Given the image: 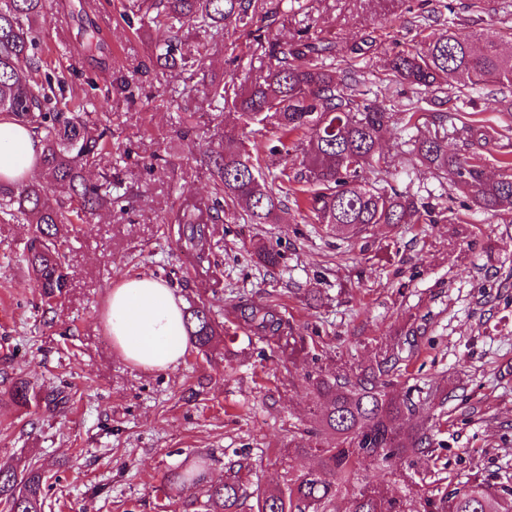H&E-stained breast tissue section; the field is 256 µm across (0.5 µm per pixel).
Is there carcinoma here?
Here are the masks:
<instances>
[{
  "label": "carcinoma",
  "mask_w": 512,
  "mask_h": 512,
  "mask_svg": "<svg viewBox=\"0 0 512 512\" xmlns=\"http://www.w3.org/2000/svg\"><path fill=\"white\" fill-rule=\"evenodd\" d=\"M265 0H129L126 10L148 19L156 32L154 65L193 72L210 51L212 38L233 32L261 40L257 27L262 12H271ZM53 10V0H0V116L29 128L41 141L43 182L0 181V217L31 226L32 238L24 260L41 288L45 302L62 295L70 285L67 256L61 248L63 227L121 197L112 195V173L104 170L95 182L84 170L101 162L112 131L107 112H73L59 107L45 85L34 79L44 68L39 30ZM86 36L85 50L98 69L109 66V54L100 30L90 17L78 18ZM194 26L209 34L205 43H191L184 28ZM331 42L300 38L273 49L274 63L247 89L228 94L222 84L212 85L208 105L224 111L231 103L245 127L259 133L269 125L282 132L265 150H251L227 139L200 156L211 172L214 197L208 218L184 212L177 222L178 239L195 252L207 238L208 223L230 215L235 203L246 206L247 224H270L288 202V184L299 183L308 195L314 221L328 231L359 236L375 224H438L439 216L408 192L385 186L388 158L377 150L388 125L400 121L412 127L419 121L416 107L397 113L370 104L357 95L351 72L336 79L326 64L333 56ZM390 69L400 84L421 101L443 103L451 91L491 86L512 90V55L499 51L492 28L468 33L448 27L431 32L399 51ZM402 153L461 188L483 212L512 216V162L502 161L499 178H486L480 153L448 151V136L439 131L405 140ZM303 154L295 175L283 167L269 171L268 157H286L290 150ZM244 328L276 344L293 356L303 337L270 305H237ZM186 314L188 340L206 351L225 334L212 305L201 301ZM401 349L385 350L368 369H346L333 378L306 374L311 398L320 407V428L330 442L310 444L291 440L293 448L315 453L318 466L289 475L286 487L265 489L251 505L253 512H338L339 485L350 481L360 463L373 459L392 468L402 482L403 472L415 460L434 451L429 429L404 432L401 421L430 404L435 395L417 391L399 399L389 388ZM203 481L190 470L168 481L169 490L181 492ZM45 471L35 465L22 472L0 468V505L6 512H44ZM249 469L239 461L224 472V480L205 488L207 512H242L246 503ZM348 512H408L406 502L389 493L382 483L364 484L350 501ZM423 512H512V488L495 489L478 479L440 490L424 499Z\"/></svg>",
  "instance_id": "carcinoma-1"
}]
</instances>
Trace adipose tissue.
<instances>
[{
	"mask_svg": "<svg viewBox=\"0 0 512 512\" xmlns=\"http://www.w3.org/2000/svg\"><path fill=\"white\" fill-rule=\"evenodd\" d=\"M42 146L26 126L0 120V180H31L39 169ZM184 305L166 283L130 276L111 288L104 325L116 351L146 372L177 367L187 350Z\"/></svg>",
	"mask_w": 512,
	"mask_h": 512,
	"instance_id": "adipose-tissue-1",
	"label": "adipose tissue"
}]
</instances>
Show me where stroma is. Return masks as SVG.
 I'll return each instance as SVG.
<instances>
[{"label":"stroma","instance_id":"35a3bbf8","mask_svg":"<svg viewBox=\"0 0 512 512\" xmlns=\"http://www.w3.org/2000/svg\"><path fill=\"white\" fill-rule=\"evenodd\" d=\"M112 65L91 71L72 19L52 17L39 32L45 58L62 72L67 92L92 73L96 101L112 124V186L125 209L100 210L69 230L68 291L42 305L21 255L29 226L0 219V467L46 468L44 512H202L193 488L170 497L165 478L190 467L219 482L237 453L250 480L283 483L288 469L314 466L315 457L288 450L313 425L303 375H331L344 365L367 366L390 344L403 342L407 368L397 397L431 387L444 403L407 416L404 428L424 426L436 439L434 459L449 481L478 478L512 486V223L477 212L461 190L400 154L410 136L388 126L380 150L390 157L388 181L445 216L438 224H379L344 239L289 205L277 223L212 224L204 259L182 251L169 223L184 208H206L211 177L197 155L243 129L233 109L205 101L211 84L237 91L270 62L268 45L229 37L194 76L153 66L156 33L122 17L121 0H95ZM303 13L280 7L268 18L270 42L313 38L336 46L331 64L358 76L370 102L401 106L411 94L388 71L420 27L499 30L512 54V0H306ZM449 120L467 114L487 140L485 173L498 178L502 155H512V97L487 89L452 93ZM158 157L154 170L144 161ZM274 247L281 263L264 267L258 244ZM164 280L185 304H212L229 339L208 353L188 347L176 368L145 372L112 345L103 311L108 291L129 275ZM276 305L306 338L292 359L238 328L239 299ZM23 378L28 405L8 394ZM361 481L387 482L393 495L419 512L422 485L405 486L388 467L365 461Z\"/></svg>","mask_w":512,"mask_h":512}]
</instances>
